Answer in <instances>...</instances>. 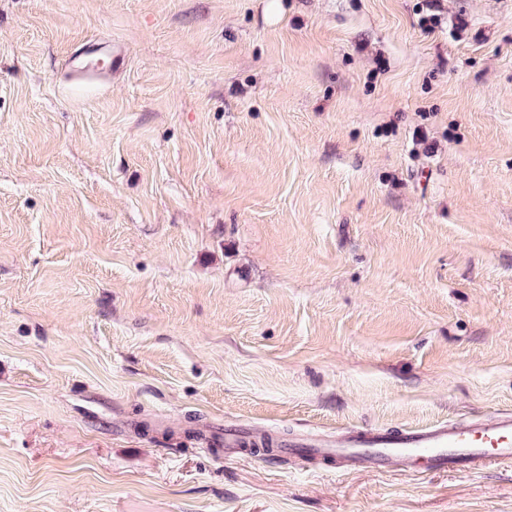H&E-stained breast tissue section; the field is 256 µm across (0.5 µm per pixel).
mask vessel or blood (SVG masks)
Segmentation results:
<instances>
[{
    "label": "vessel or blood",
    "mask_w": 512,
    "mask_h": 512,
    "mask_svg": "<svg viewBox=\"0 0 512 512\" xmlns=\"http://www.w3.org/2000/svg\"><path fill=\"white\" fill-rule=\"evenodd\" d=\"M71 73L82 81L104 74L94 49L73 58ZM288 455L340 460L349 469L401 473L417 462L439 473L480 469L486 460L512 459V412L491 419H461L399 433L375 429L345 430L289 442Z\"/></svg>",
    "instance_id": "1"
}]
</instances>
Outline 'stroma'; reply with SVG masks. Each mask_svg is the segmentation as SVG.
Returning <instances> with one entry per match:
<instances>
[{"label": "stroma", "instance_id": "35a3bbf8", "mask_svg": "<svg viewBox=\"0 0 512 512\" xmlns=\"http://www.w3.org/2000/svg\"><path fill=\"white\" fill-rule=\"evenodd\" d=\"M502 410L512 0H0V512H512L224 452ZM94 46L90 45L87 51L81 55L73 58L71 73L72 76L78 78L80 81H99L104 75L103 68L101 67V60L94 57Z\"/></svg>", "mask_w": 512, "mask_h": 512}]
</instances>
